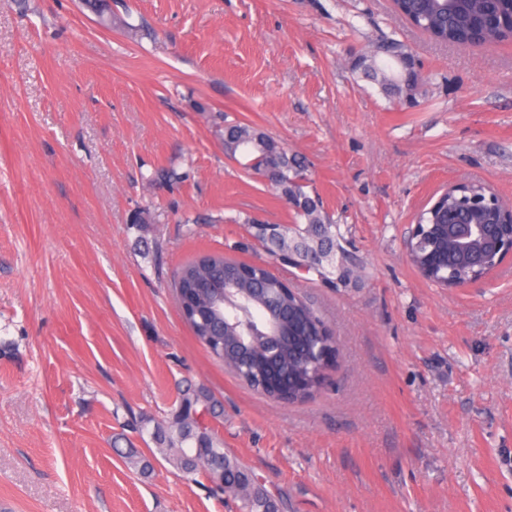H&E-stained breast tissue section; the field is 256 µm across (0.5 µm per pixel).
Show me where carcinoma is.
<instances>
[{
	"label": "carcinoma",
	"instance_id": "1",
	"mask_svg": "<svg viewBox=\"0 0 512 512\" xmlns=\"http://www.w3.org/2000/svg\"><path fill=\"white\" fill-rule=\"evenodd\" d=\"M394 13L436 43L471 49L489 43L512 42V0H392ZM356 68L381 81L386 92L414 107L421 82L416 57L395 39L384 41L369 56L359 58ZM224 151L243 156L247 166L264 178L292 212V223L269 224L247 216L253 238L265 247L270 259L289 265L304 275L316 274L331 285L346 284L355 263L344 252H336V233L320 199L307 191L305 165L275 138L247 124L224 126ZM488 207V191L480 181L463 187H448L418 218L419 236L409 241L410 261L421 269L419 258L432 262L435 285L448 281L461 284L473 273L469 266H447L445 244L428 241L432 224L448 223L455 210L482 212ZM223 282L233 304L215 308L212 285ZM175 298L196 296L199 310L186 319L196 340L249 387L260 390L261 380L274 372L288 377L300 366L318 368L306 361L302 336L315 340L321 316L290 289L285 280L265 263L246 265L222 253L200 252L174 273ZM220 405L203 387L188 385L180 390L178 411L168 426L158 425L151 434L157 451L167 456L184 474H195L214 466L224 489L240 494L242 512H279V500L265 484L237 460L224 454L202 419L216 417Z\"/></svg>",
	"mask_w": 512,
	"mask_h": 512
}]
</instances>
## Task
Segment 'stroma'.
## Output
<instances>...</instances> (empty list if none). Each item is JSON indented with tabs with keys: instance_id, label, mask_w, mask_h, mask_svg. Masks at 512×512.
Segmentation results:
<instances>
[{
	"instance_id": "obj_1",
	"label": "stroma",
	"mask_w": 512,
	"mask_h": 512,
	"mask_svg": "<svg viewBox=\"0 0 512 512\" xmlns=\"http://www.w3.org/2000/svg\"><path fill=\"white\" fill-rule=\"evenodd\" d=\"M112 12L138 34L80 0H0V512H239L153 447L186 384L221 403L214 436L280 512H512V258L448 289L407 249L450 184L512 204V43L435 45L390 0ZM388 37L421 62L418 106L355 68ZM237 122L302 158L358 260L334 288L277 270L340 350L302 403L215 361L171 284L201 251L266 260L242 216L292 221L225 155ZM161 167L173 187L150 183Z\"/></svg>"
}]
</instances>
